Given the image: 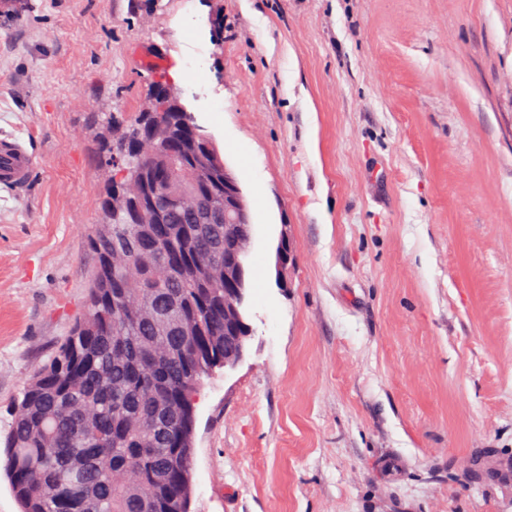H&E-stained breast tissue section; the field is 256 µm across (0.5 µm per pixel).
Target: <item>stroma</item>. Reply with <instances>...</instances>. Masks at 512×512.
Masks as SVG:
<instances>
[{
  "instance_id": "stroma-1",
  "label": "stroma",
  "mask_w": 512,
  "mask_h": 512,
  "mask_svg": "<svg viewBox=\"0 0 512 512\" xmlns=\"http://www.w3.org/2000/svg\"><path fill=\"white\" fill-rule=\"evenodd\" d=\"M159 80L255 233L190 512H512L480 462L512 456V0L0 4V136L35 157L0 186V438L84 311L106 120ZM294 263V253L287 230H281L275 247V283L277 287L288 285V267Z\"/></svg>"
}]
</instances>
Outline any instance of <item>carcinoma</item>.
Wrapping results in <instances>:
<instances>
[{
  "label": "carcinoma",
  "instance_id": "carcinoma-1",
  "mask_svg": "<svg viewBox=\"0 0 512 512\" xmlns=\"http://www.w3.org/2000/svg\"><path fill=\"white\" fill-rule=\"evenodd\" d=\"M172 131L191 127V113L156 112ZM123 164L134 201L89 238L95 255L118 247L124 263L95 267L85 311L13 403L4 436V470L21 512H189L190 448L173 440L196 426L194 396L202 376L224 366V225L206 214L224 205V182L206 181L194 223L154 224L135 196L143 163ZM179 190L153 196L169 216L182 212ZM201 250L215 259L211 279L184 273ZM150 308L173 329L192 326L187 342L140 317Z\"/></svg>",
  "mask_w": 512,
  "mask_h": 512
}]
</instances>
